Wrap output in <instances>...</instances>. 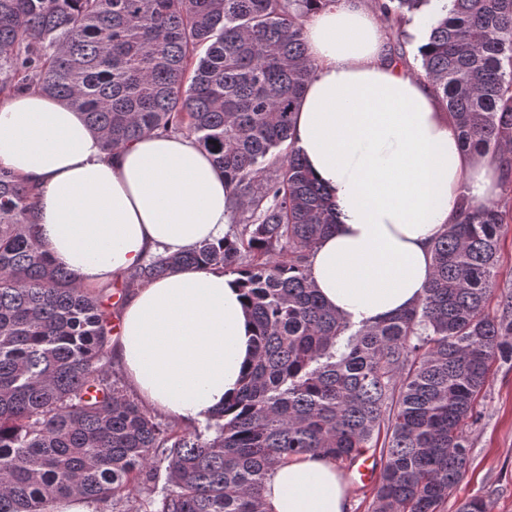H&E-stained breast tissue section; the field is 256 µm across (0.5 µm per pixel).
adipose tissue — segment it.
Returning <instances> with one entry per match:
<instances>
[{
  "label": "adipose tissue",
  "mask_w": 512,
  "mask_h": 512,
  "mask_svg": "<svg viewBox=\"0 0 512 512\" xmlns=\"http://www.w3.org/2000/svg\"><path fill=\"white\" fill-rule=\"evenodd\" d=\"M304 37L316 69L295 141L340 214L309 255L311 276L341 316L378 321L419 300L437 234L499 194L498 163L462 149L432 82L390 56L360 0L315 12ZM0 166L35 188L46 248L88 288L222 238L228 222L224 175L192 139L147 134L109 154L79 112L34 89L0 92ZM253 335L232 276L180 269L129 290L112 352L146 406L190 426L235 395ZM347 509L320 453L279 465L262 491V512Z\"/></svg>",
  "instance_id": "1"
}]
</instances>
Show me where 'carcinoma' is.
<instances>
[{"instance_id":"obj_1","label":"carcinoma","mask_w":512,"mask_h":512,"mask_svg":"<svg viewBox=\"0 0 512 512\" xmlns=\"http://www.w3.org/2000/svg\"><path fill=\"white\" fill-rule=\"evenodd\" d=\"M440 2L420 66L462 148L496 158L502 194L467 204L432 248L418 303L354 323L318 297L310 251L339 223L293 137L314 73L304 22L329 0H0V86L80 112L110 154L187 135L233 188L216 243L151 258L129 283L208 266L237 277L256 326L239 392L204 429L157 420L113 369L112 313L44 248L33 192L0 167V512L89 498L99 512H262L278 465L379 450L374 512H440L470 464L465 435L512 361V0H371L400 40ZM165 477L164 485H158Z\"/></svg>"}]
</instances>
